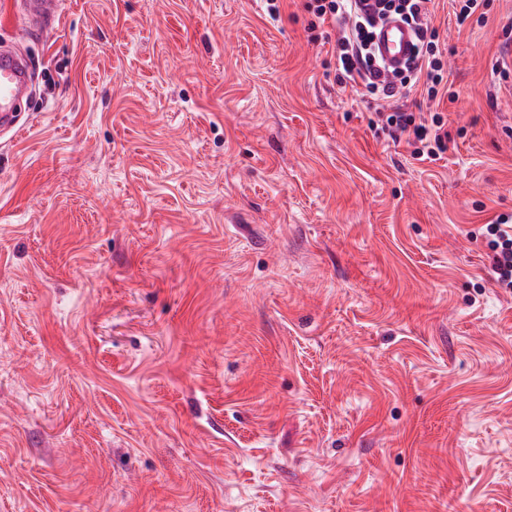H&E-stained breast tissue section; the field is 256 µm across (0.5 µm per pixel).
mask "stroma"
<instances>
[{
	"instance_id": "1",
	"label": "stroma",
	"mask_w": 512,
	"mask_h": 512,
	"mask_svg": "<svg viewBox=\"0 0 512 512\" xmlns=\"http://www.w3.org/2000/svg\"><path fill=\"white\" fill-rule=\"evenodd\" d=\"M434 0L418 161L307 0H65L0 135V512H512V0ZM391 112L377 109V121L372 123L392 142L404 140L411 148V156L419 161L436 160L448 150V126L439 112L431 113L427 120L416 122L413 112H404L401 106L390 107ZM510 223V224H509ZM512 216L501 214L484 224L488 249V275L498 288L512 292Z\"/></svg>"
}]
</instances>
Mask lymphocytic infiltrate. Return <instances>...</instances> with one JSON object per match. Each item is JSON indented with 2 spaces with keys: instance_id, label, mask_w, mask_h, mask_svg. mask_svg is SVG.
<instances>
[{
  "instance_id": "1",
  "label": "lymphocytic infiltrate",
  "mask_w": 512,
  "mask_h": 512,
  "mask_svg": "<svg viewBox=\"0 0 512 512\" xmlns=\"http://www.w3.org/2000/svg\"><path fill=\"white\" fill-rule=\"evenodd\" d=\"M431 0H309L308 7L322 22L338 24L342 35L334 49L335 79L353 94L377 100L407 95L414 89L435 99L444 79V64L438 58L439 34L432 22ZM390 14L401 15L414 27L416 50L406 66L386 73L372 50L373 30ZM377 123L392 142H405L419 161L436 160L448 150V126L441 113L429 120H416L401 106L377 111ZM489 251L488 275L499 288L512 291V216L502 214L485 226Z\"/></svg>"
}]
</instances>
